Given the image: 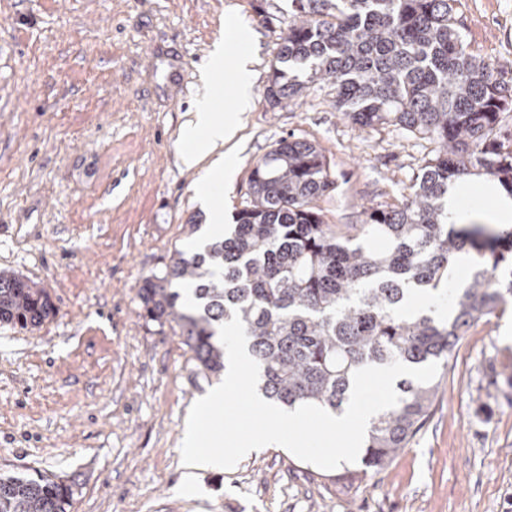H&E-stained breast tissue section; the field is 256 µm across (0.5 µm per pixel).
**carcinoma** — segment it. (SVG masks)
Returning <instances> with one entry per match:
<instances>
[{
	"label": "carcinoma",
	"mask_w": 512,
	"mask_h": 512,
	"mask_svg": "<svg viewBox=\"0 0 512 512\" xmlns=\"http://www.w3.org/2000/svg\"><path fill=\"white\" fill-rule=\"evenodd\" d=\"M457 0H289L290 21L266 98L277 106L317 84L336 88V110L361 127L397 125L436 144L413 192L364 208L360 224H327L317 201L335 188L322 151L283 138L251 171V201L201 252L176 250L139 289L144 317L173 322L205 376L224 372L216 328L239 313L259 389L288 407L342 409L352 373L394 360L411 367L448 360L466 328L512 294V231L455 228L448 186L476 172L512 193V151L495 136L512 106V70L468 50ZM383 237L384 251L369 242ZM483 260L455 294L453 319L403 311L417 292L448 279L457 254ZM192 289L195 303L175 283ZM48 290L0 271V323L36 328L55 316ZM399 403L367 431L365 466L378 470L412 440L436 386L404 378ZM61 479L0 477V512H71Z\"/></svg>",
	"instance_id": "carcinoma-1"
}]
</instances>
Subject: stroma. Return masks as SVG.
<instances>
[{"mask_svg":"<svg viewBox=\"0 0 512 512\" xmlns=\"http://www.w3.org/2000/svg\"><path fill=\"white\" fill-rule=\"evenodd\" d=\"M455 13L474 54L512 66V0H457ZM288 21V0H0V270L43 284L57 308L31 331L0 323V476L74 481L72 512H512V345L501 340L512 294L440 365L432 415L382 469L324 470L265 448L198 472L202 496L178 493L189 410L217 382L198 374L175 324L144 318L138 292L174 250L208 237L205 170L178 159L195 103L241 118L236 180L211 190L228 225L282 138L326 156L336 188L317 205L330 224L402 201L435 148L395 125L354 124L327 84L271 106Z\"/></svg>","mask_w":512,"mask_h":512,"instance_id":"obj_1","label":"stroma"}]
</instances>
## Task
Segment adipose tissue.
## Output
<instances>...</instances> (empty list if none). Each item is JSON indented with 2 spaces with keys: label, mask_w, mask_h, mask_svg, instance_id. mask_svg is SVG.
<instances>
[{
  "label": "adipose tissue",
  "mask_w": 512,
  "mask_h": 512,
  "mask_svg": "<svg viewBox=\"0 0 512 512\" xmlns=\"http://www.w3.org/2000/svg\"><path fill=\"white\" fill-rule=\"evenodd\" d=\"M239 129L236 118H216L206 100H199L181 131L189 149L180 151L179 160L186 168L205 167L210 181L232 186L235 169L231 152Z\"/></svg>",
  "instance_id": "obj_1"
}]
</instances>
